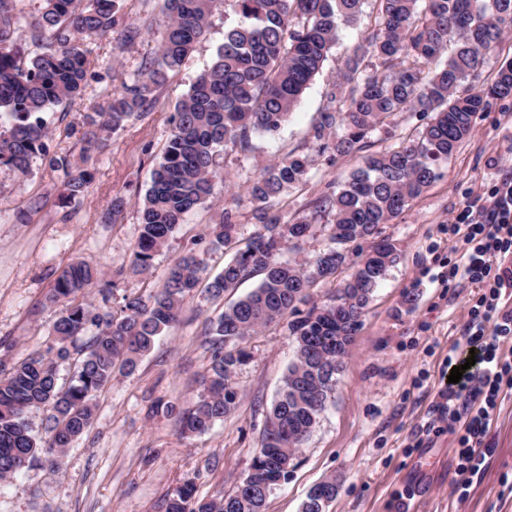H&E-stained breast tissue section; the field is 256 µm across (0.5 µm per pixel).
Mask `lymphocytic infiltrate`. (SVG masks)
Wrapping results in <instances>:
<instances>
[{"label": "lymphocytic infiltrate", "instance_id": "1", "mask_svg": "<svg viewBox=\"0 0 512 512\" xmlns=\"http://www.w3.org/2000/svg\"><path fill=\"white\" fill-rule=\"evenodd\" d=\"M448 241V283L483 289L464 325L478 369L441 389L434 405L439 421L458 436L457 484L465 488L493 453L499 397L512 387V356L503 349L512 339V310L499 305L503 292H512V177L493 180L483 195L465 201L448 219Z\"/></svg>", "mask_w": 512, "mask_h": 512}]
</instances>
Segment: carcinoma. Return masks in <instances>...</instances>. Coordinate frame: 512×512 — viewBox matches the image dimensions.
Masks as SVG:
<instances>
[{
    "instance_id": "carcinoma-1",
    "label": "carcinoma",
    "mask_w": 512,
    "mask_h": 512,
    "mask_svg": "<svg viewBox=\"0 0 512 512\" xmlns=\"http://www.w3.org/2000/svg\"><path fill=\"white\" fill-rule=\"evenodd\" d=\"M16 2L0 0V112L12 118L9 128L0 130V167L25 176L33 157L41 155L50 168L64 171L67 196L74 200L88 189L90 174L48 154L43 114L71 103L85 88V40L112 32L117 0H40L30 26L47 44L32 59L14 37ZM367 2L163 0L165 35L156 58L145 62L103 111L88 117L94 130L85 135L83 151L99 147L97 131L116 132L152 105L157 89L180 71L204 37L219 6L231 9L238 22L225 30L216 58L175 107L140 203V234L128 273L148 274L185 214L210 199L214 182L224 179L220 148L245 153L253 136L279 129L322 69L340 25L356 22ZM374 2V27L352 48L330 92L334 106L313 126L317 152L361 157L349 179L321 193L311 211L288 220L278 208L280 200L309 180V156L291 154L269 164L245 188L252 218L260 224L245 247H237L233 210L224 209L209 227L214 245L234 250L209 282L210 296L219 299L256 275L261 280L209 329V374L203 393L180 419L182 434L203 433L235 408L231 378L249 358L243 343L258 329L290 317L295 359L270 409L260 448L234 492L200 498L186 483L168 496L164 512H264L269 492L288 480L299 448L333 397L336 376L381 281V271L373 270L374 255L383 253L382 271L399 258L384 226L439 178L441 164L471 134L487 98L512 97V61L480 90L467 88L479 79L486 54L512 29V0ZM401 112L425 120L423 130L367 152L371 139ZM130 204L125 195L113 196L105 219L117 221ZM326 218L331 222L324 225ZM326 225L333 246L301 264L280 259L282 250L299 249ZM360 240L371 241V247L353 272L326 302L300 310L312 288L335 276L349 247ZM205 271L203 260L190 250L173 261L163 287L149 301L127 298L118 312H101L86 299V290L96 287L108 302L111 289L99 287L101 269L75 261L60 271L49 295L62 306L53 324L58 346L0 370V479L42 461L59 467L60 455L90 426L97 393L117 375L133 372L156 337L179 322L184 301ZM91 327L95 331L77 350L74 376L59 383L56 359L70 357L68 344ZM40 406L50 411L44 438L27 419L28 411ZM335 499L336 481L324 479L311 487L300 512H326Z\"/></svg>"
}]
</instances>
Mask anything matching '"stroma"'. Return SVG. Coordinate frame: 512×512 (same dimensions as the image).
I'll return each instance as SVG.
<instances>
[{
  "mask_svg": "<svg viewBox=\"0 0 512 512\" xmlns=\"http://www.w3.org/2000/svg\"><path fill=\"white\" fill-rule=\"evenodd\" d=\"M372 5L342 26L322 70L288 119L273 133L254 136L247 154L222 153L224 178L211 203L189 212L149 275L128 274L138 240L140 213L129 206L117 223L104 220L114 195L145 194L170 131L176 104L224 42L223 11L210 19L205 37L181 70L158 88L156 101L90 154L93 179L84 197L65 201L63 170L34 157L27 176L0 169V360L14 362L53 342L60 308L47 295L58 271L76 260L99 265L112 297L149 298L169 265L187 250L219 273L225 255L208 226L222 209L236 208L240 233L257 229L239 198L272 160L291 152L311 157V179L281 200L284 214L309 211L328 186L344 182L354 159L315 152L312 127L330 106V92L350 49L366 34ZM123 24L139 28L134 42L91 38V77L81 98L44 115L50 154L78 161L85 118L100 111L132 81L141 62L154 57L163 34L161 0H120ZM440 178L384 233L400 257L376 288L349 348L332 403L298 452L286 483L268 495L265 512H300L309 489L335 477L336 498L327 512H512V390L502 393L491 431L494 454L465 494L454 491L458 461L453 435L431 434L432 403L447 383V358L466 361L463 337L477 288H447L449 214L466 198L487 191L493 175L512 176V98L490 100L472 133L440 168ZM224 311L198 288L184 303L179 323L128 375L117 376L96 396V414L85 434L60 459L59 468L37 464L0 479V512H162L167 495L186 482L200 496L231 493L246 475L294 357L286 324L251 336L250 357L232 378L236 407L205 433L183 437L180 418L202 391L211 357L205 333Z\"/></svg>",
  "mask_w": 512,
  "mask_h": 512,
  "instance_id": "obj_1",
  "label": "stroma"
}]
</instances>
